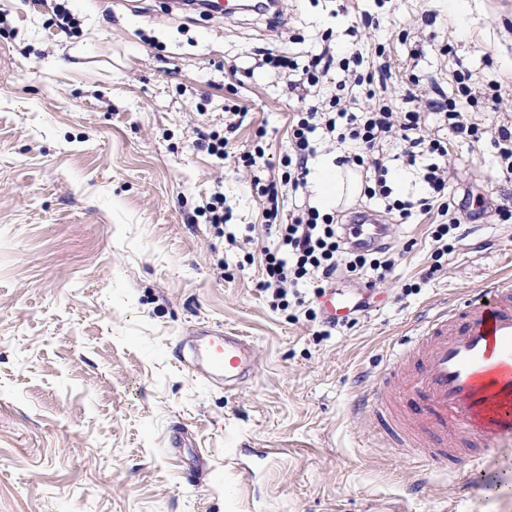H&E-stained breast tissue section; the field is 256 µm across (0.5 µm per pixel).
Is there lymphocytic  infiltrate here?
Here are the masks:
<instances>
[{
	"instance_id": "f902f5d3",
	"label": "lymphocytic infiltrate",
	"mask_w": 512,
	"mask_h": 512,
	"mask_svg": "<svg viewBox=\"0 0 512 512\" xmlns=\"http://www.w3.org/2000/svg\"><path fill=\"white\" fill-rule=\"evenodd\" d=\"M371 52L380 56L384 48L379 45L372 49L364 43L341 57L327 47L302 66L292 58L271 52L262 59L263 66L270 70L292 72L289 93L313 99L289 120L288 151L281 160L282 172H272L262 145H255L240 156L253 173V187L264 199L263 224L273 238L272 244L262 249L264 278L260 286L278 305L288 306L289 288H310L319 295L338 271L353 275L369 271L382 280L395 264L388 248L354 247L348 225L340 223L337 214L321 211L304 199L311 174L309 162L321 143L339 145L338 164L361 173L367 200L383 202L387 210L398 212L404 219L416 209L431 217L433 262L421 275L425 282L442 271L441 259L453 242L467 235L455 212L457 203L448 197L447 145L437 138H425L422 133L427 114H434L441 126L459 138L476 142L490 138L497 151L500 174L512 178V124L498 125L490 133L464 117L468 107L481 99L491 110H501L500 85L492 83L483 88L472 74L460 73L455 77L454 95L440 92L424 101L410 92L404 97L406 109L401 112L387 97L386 84H375L373 75L358 73V65ZM335 69L342 77L331 92L326 84ZM391 143L400 148L408 165L419 168L427 190L425 197H394L383 153L384 145ZM289 193L299 199L290 212L284 209Z\"/></svg>"
}]
</instances>
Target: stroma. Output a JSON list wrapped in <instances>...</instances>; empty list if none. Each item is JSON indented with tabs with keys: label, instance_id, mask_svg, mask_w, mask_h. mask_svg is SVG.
<instances>
[{
	"label": "stroma",
	"instance_id": "stroma-1",
	"mask_svg": "<svg viewBox=\"0 0 512 512\" xmlns=\"http://www.w3.org/2000/svg\"><path fill=\"white\" fill-rule=\"evenodd\" d=\"M62 32L39 0H0V512H512V447L456 473L427 469L357 409L382 355L437 300L512 272V222L470 220L428 283L429 217L370 204L393 272L337 279L369 306L330 328L274 307L263 266L215 235L223 184L236 233L264 243L262 202L237 153L256 127L272 163L304 103L263 51L380 42L395 99L453 93L455 75L512 100V0H280L254 13L182 15L169 0H67ZM377 24L362 28V12ZM239 103L252 125L217 162L199 131ZM448 147V193L512 207L489 141L427 120ZM246 336L257 366L228 386L191 365L197 336Z\"/></svg>",
	"mask_w": 512,
	"mask_h": 512
}]
</instances>
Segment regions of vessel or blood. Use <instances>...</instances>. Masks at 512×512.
<instances>
[{
  "mask_svg": "<svg viewBox=\"0 0 512 512\" xmlns=\"http://www.w3.org/2000/svg\"><path fill=\"white\" fill-rule=\"evenodd\" d=\"M360 243L379 242L384 225L354 216ZM414 332L377 377L381 386L363 390L360 408L401 447L441 468L460 450L449 439L490 452L512 447V277L485 281L455 304H432L416 318ZM208 362L230 379L250 374L255 355L243 337L212 333Z\"/></svg>",
  "mask_w": 512,
  "mask_h": 512,
  "instance_id": "obj_1",
  "label": "vessel or blood"
}]
</instances>
